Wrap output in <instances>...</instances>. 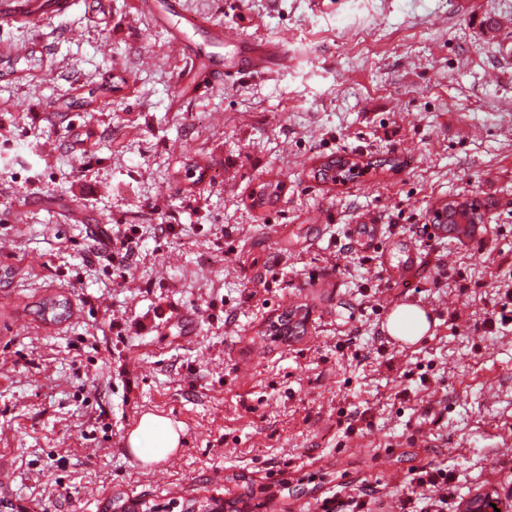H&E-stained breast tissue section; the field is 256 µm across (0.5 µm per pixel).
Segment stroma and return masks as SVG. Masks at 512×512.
<instances>
[{
	"mask_svg": "<svg viewBox=\"0 0 512 512\" xmlns=\"http://www.w3.org/2000/svg\"><path fill=\"white\" fill-rule=\"evenodd\" d=\"M174 1L287 66L199 89L138 0L0 28L40 60L0 79V512H324L366 483L362 512H430L425 468L441 512H512V319L489 321L512 311V0L152 3ZM331 155L377 168L314 179ZM451 197L485 216L468 239L434 224ZM401 303L430 323L412 344L382 335ZM146 413L181 438L151 463L127 445Z\"/></svg>",
	"mask_w": 512,
	"mask_h": 512,
	"instance_id": "stroma-1",
	"label": "stroma"
}]
</instances>
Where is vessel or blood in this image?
Here are the masks:
<instances>
[{
    "mask_svg": "<svg viewBox=\"0 0 512 512\" xmlns=\"http://www.w3.org/2000/svg\"><path fill=\"white\" fill-rule=\"evenodd\" d=\"M71 0H0V27L12 25L17 19L34 17L42 13L61 14L69 10ZM190 26L196 30H209L207 40L197 44L196 58L206 60L207 78L232 79L254 72L257 65L268 69L281 68L288 61L283 44L251 40L235 28L210 29L207 20L193 18ZM224 45V55H216L214 48Z\"/></svg>",
    "mask_w": 512,
    "mask_h": 512,
    "instance_id": "1",
    "label": "vessel or blood"
}]
</instances>
